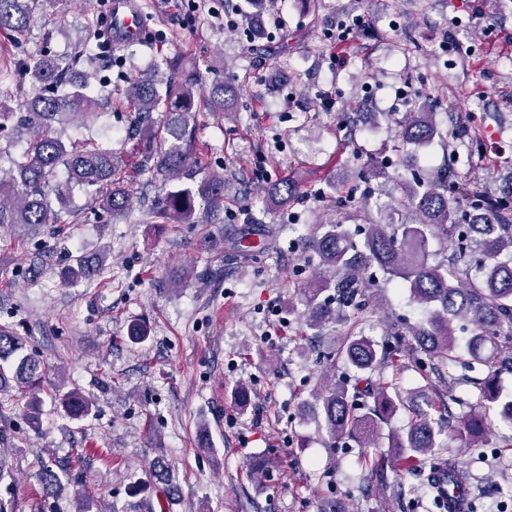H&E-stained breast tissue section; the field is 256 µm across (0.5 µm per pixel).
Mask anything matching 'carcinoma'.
<instances>
[{
	"label": "carcinoma",
	"instance_id": "cac0c4a2",
	"mask_svg": "<svg viewBox=\"0 0 512 512\" xmlns=\"http://www.w3.org/2000/svg\"><path fill=\"white\" fill-rule=\"evenodd\" d=\"M64 0H0V32L23 33L32 15L58 11ZM167 83L146 72L128 87L126 98L141 118L131 132L132 153L140 165L165 181H178L196 154L195 114L200 109L228 110L237 96V85L215 80L198 84L197 73L175 62ZM19 79L39 89L24 104L26 115L12 128V137L25 141L22 161L5 173L0 170V224L36 230L58 223L51 197L64 204L59 172L66 182L91 189L96 205L112 216L131 207L125 184V156L94 143L65 144L54 124L95 115L99 99L91 75L67 77L63 62L52 56L31 59L18 72ZM160 118L153 119V113ZM433 100L397 119L402 145L416 148L432 142L439 129ZM364 181L383 178L392 185L394 200L363 211L368 229L356 241L341 223L323 224L309 242L315 275L300 289L305 306V326L317 331L339 319L327 292L338 299L353 298L356 279L375 264L387 275L400 279L412 302L428 311L411 328L413 349L441 360H455L463 353L473 364L512 370V191L491 196L477 185L460 179L448 168L431 179L417 175H392L387 167L364 164L354 174ZM297 186L289 181L268 188L269 198L289 204ZM205 197L214 205L224 201V178L207 180ZM159 218L173 224L196 223V193L190 186L169 189L156 208ZM402 219H395V216ZM438 237L449 252L447 262H433L429 240ZM106 253L72 256L65 268L67 283L89 280L100 273ZM26 341L0 328V393L20 390L28 395L27 415L37 424L42 415L41 386L48 365L25 353ZM338 354L361 375L374 371L382 350L358 332L343 340ZM482 405L460 421L450 435L473 447L482 442L488 420L496 414L512 423V390H505L496 374L488 375L480 387ZM312 420L333 440L352 438L364 448L381 447V425L398 413L408 415L404 429L387 437V451L365 456V465L380 469L386 463L405 461L439 466L435 450L441 447L443 426L436 405L427 397L403 395L380 386L372 392V403L362 414L356 411L348 389L322 382L312 393ZM62 402L70 415L81 418L89 402L68 391ZM155 481L172 495L168 465L159 459L152 469Z\"/></svg>",
	"mask_w": 512,
	"mask_h": 512
}]
</instances>
